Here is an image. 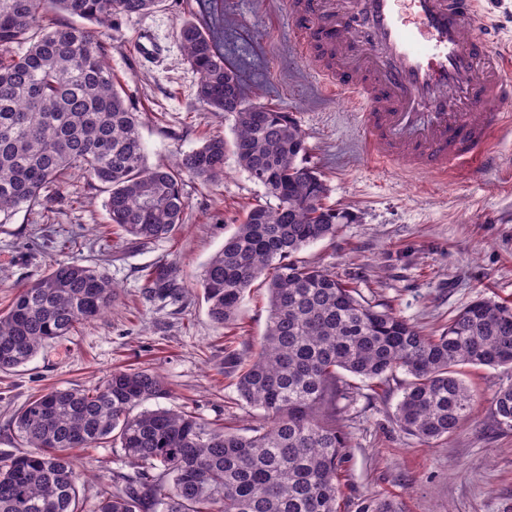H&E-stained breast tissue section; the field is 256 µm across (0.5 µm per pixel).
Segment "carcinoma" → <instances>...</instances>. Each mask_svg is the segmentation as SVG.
Segmentation results:
<instances>
[{
  "label": "carcinoma",
  "mask_w": 512,
  "mask_h": 512,
  "mask_svg": "<svg viewBox=\"0 0 512 512\" xmlns=\"http://www.w3.org/2000/svg\"><path fill=\"white\" fill-rule=\"evenodd\" d=\"M156 0H0V227L23 208H48L47 192L72 170L108 194L110 223L142 242L183 224L184 176L224 178L222 136L171 164L149 166L132 111L114 81L104 41L112 17L141 14ZM62 11L83 24H59ZM198 75L196 98L234 116L232 152L276 205L256 204L204 264L197 288L211 320L233 324L256 281L269 314L256 351L236 381L239 400L263 410L250 435L224 430L181 408L149 410L168 398L146 370H115L93 389H53L29 400L13 425L29 448L0 461V512H79L74 448L112 440L131 474L99 492L95 512H338V470L346 441L337 400L346 375L384 384L409 376L396 405L399 427L429 444L446 439L472 412L462 378L469 366H512V304L477 299L437 336H425L387 307L366 302L335 273L300 258L336 236L340 214L328 187L305 166V136L286 112L247 103L240 79L210 32L177 30ZM68 261L22 287L0 310V370L29 362L47 343L112 307L106 271L64 240ZM157 299L182 294L176 269L146 273ZM497 423L512 429V386L493 399Z\"/></svg>",
  "instance_id": "cac0c4a2"
}]
</instances>
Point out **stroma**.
<instances>
[{"instance_id": "1", "label": "stroma", "mask_w": 512, "mask_h": 512, "mask_svg": "<svg viewBox=\"0 0 512 512\" xmlns=\"http://www.w3.org/2000/svg\"><path fill=\"white\" fill-rule=\"evenodd\" d=\"M188 19L206 25L238 71L247 103L290 113L305 135L304 165L323 176L327 205L348 215L335 238L307 247L303 260L336 273L365 301L389 306L428 336L476 299L512 303V133L498 137L493 163L475 176L460 170L444 181L372 162L346 101L325 92L310 59L298 52L284 0H158L148 12L115 17L107 58L128 105L141 115L148 164L171 162L215 135L234 139L232 115L195 98L197 74L176 38ZM143 29L163 44L161 55L138 57ZM183 193L182 227L139 244L109 224L105 193L75 170L51 191L49 208L21 210L0 229V309L67 260L61 242L71 235L80 237L84 259L105 268L117 287L102 316L47 344L26 365L0 371V458L25 452L12 418L30 398L53 388L90 389L119 369L162 377L171 396L148 401V408L184 406L246 435L263 425L260 410L239 400V369L225 362L224 350L256 348L267 292L247 291L236 325L223 328L209 319L195 284L264 189L229 152L223 181L188 177ZM160 262L177 270L184 289L178 300L144 294L143 273ZM465 379L474 398L470 417L448 439L427 445L395 422L406 374L383 385L352 378L349 397L339 402L347 440L339 512H360L373 499L397 501L404 512H512V430L498 425L492 405L512 385V369L471 367ZM71 455L86 475L82 512H93L100 485L128 471V460L112 442Z\"/></svg>"}]
</instances>
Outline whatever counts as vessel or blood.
Wrapping results in <instances>:
<instances>
[{
    "instance_id": "b4317fda",
    "label": "vessel or blood",
    "mask_w": 512,
    "mask_h": 512,
    "mask_svg": "<svg viewBox=\"0 0 512 512\" xmlns=\"http://www.w3.org/2000/svg\"><path fill=\"white\" fill-rule=\"evenodd\" d=\"M301 54L347 97L370 158L479 172L512 129V58L474 37L482 0H285Z\"/></svg>"
}]
</instances>
